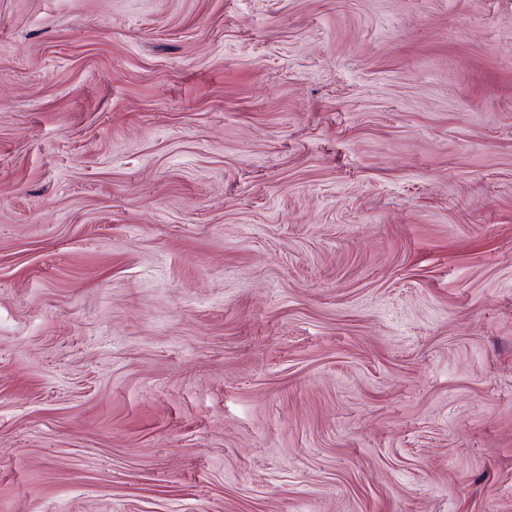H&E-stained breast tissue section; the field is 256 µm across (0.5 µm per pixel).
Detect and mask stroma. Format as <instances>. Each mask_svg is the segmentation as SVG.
Here are the masks:
<instances>
[{
  "label": "stroma",
  "instance_id": "stroma-1",
  "mask_svg": "<svg viewBox=\"0 0 512 512\" xmlns=\"http://www.w3.org/2000/svg\"><path fill=\"white\" fill-rule=\"evenodd\" d=\"M0 512H512V0H0Z\"/></svg>",
  "mask_w": 512,
  "mask_h": 512
}]
</instances>
